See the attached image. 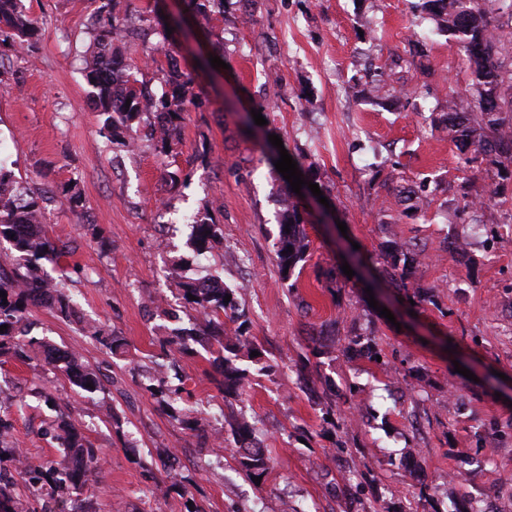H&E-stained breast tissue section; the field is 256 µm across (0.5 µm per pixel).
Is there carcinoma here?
Listing matches in <instances>:
<instances>
[{"mask_svg":"<svg viewBox=\"0 0 512 512\" xmlns=\"http://www.w3.org/2000/svg\"><path fill=\"white\" fill-rule=\"evenodd\" d=\"M188 4L198 15L224 12V0H188ZM115 6L116 0H101L93 20L94 51L86 61L85 73L88 84L93 87L94 107L105 116L103 129L110 134L121 127H131L144 110L154 112L161 119L162 128L151 136L167 153L179 133L190 95V74L181 71L177 59L173 58L161 94H149L138 88L137 79L112 50V41L119 38L122 31ZM425 11L435 31L454 38L471 74L470 111H462L461 96L451 92L446 99L448 112L439 129L460 151L470 154L466 162L481 158L488 161L499 178L512 177V62H507L512 59V22L495 23L504 15L512 19V0H426ZM33 29L34 23L18 13L17 0H0L1 44H20ZM363 93L382 99L395 95L398 90L371 81L366 83ZM26 194V187L0 164V238L9 241L24 261V272L16 280H0V291L7 294V300L0 299V326H7L0 332V356L26 362L34 355H41L49 364H63L72 385L95 394L102 391L103 386L77 350H63L36 337L26 341L18 339V335L25 333L23 321L31 305H53L62 318H76L68 298L42 273L40 261L57 260L64 251L47 234L44 208L38 198L31 196L24 201L22 197ZM280 205L277 252L280 271H288L282 276L286 281L305 260L309 240L296 194L290 190L282 192ZM192 228L189 246L197 254L206 251L221 235L219 225L210 217L193 218ZM386 254L394 270L400 271L402 280L419 256L394 240L387 241ZM186 268V262H181L173 269L172 279L185 304L202 315L203 327L192 335L175 328L167 337V343L182 351L188 349L192 339L210 348L218 346L224 396H236L246 376V370L237 366V362L258 364L261 357L251 356L257 347L242 331L236 329L231 335L224 334V319L236 313L235 300L224 302L231 291L209 287L214 282L209 277L185 276ZM191 295L195 299H189ZM81 330L112 354L122 353L123 339L94 323H82ZM47 436L63 448V455L58 461L35 465L13 440L10 417L0 415V512H84L82 507L71 504L72 496L98 468L100 456L63 416L54 422ZM237 453L240 464L253 476L263 477L268 473L264 449L255 444H243L237 448Z\"/></svg>","mask_w":512,"mask_h":512,"instance_id":"carcinoma-1","label":"carcinoma"}]
</instances>
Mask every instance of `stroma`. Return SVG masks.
<instances>
[{
    "label": "stroma",
    "mask_w": 512,
    "mask_h": 512,
    "mask_svg": "<svg viewBox=\"0 0 512 512\" xmlns=\"http://www.w3.org/2000/svg\"><path fill=\"white\" fill-rule=\"evenodd\" d=\"M421 4L260 0L246 25V0H224L207 18L188 14L185 0H120L127 37L113 47L148 90L164 80V52L146 55L160 18L186 17L173 49L183 66L199 54L225 62L196 74L164 154L146 135L151 114L141 115L135 146L126 131H100L83 70L99 0H21L36 31L22 47L0 45V142L9 148L0 164L48 199V232L67 254L43 261L44 274L82 320L125 346L112 355L79 323L33 307L31 335L78 348L106 393L81 391L41 358H6L0 404L36 464L61 456L44 430L69 406L102 458L79 494L94 512H187L190 501L200 512H512V178L466 163L432 130L469 71L454 39L430 23L416 51L410 29ZM374 79L411 93L388 103L354 97L352 86ZM284 150L306 155L305 178L321 190L304 199L308 256L287 281L276 252ZM401 191L419 197L418 210L396 204ZM476 194L489 205L485 224L449 223ZM207 211L222 234L197 256L190 223ZM393 237L424 253L403 289L389 278L384 244ZM356 256L363 265L346 276L342 265ZM181 260L189 275L223 280L237 306L226 329L241 325L269 366H249L242 400L219 390L211 350L197 343L183 354L166 342L200 322L167 278ZM354 336L371 338L377 359L347 349ZM158 370L182 389L174 403L146 389ZM36 387L58 406L33 397ZM102 398L117 421L101 416ZM176 409L198 411V425L174 420ZM231 414L271 459L261 481L238 462ZM173 471L191 477L186 494L154 497Z\"/></svg>",
    "instance_id": "obj_1"
}]
</instances>
